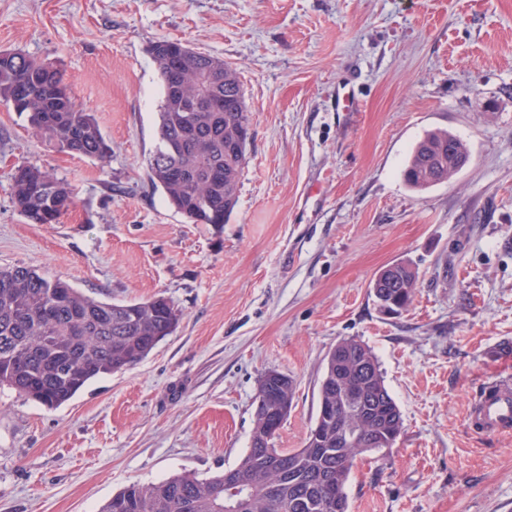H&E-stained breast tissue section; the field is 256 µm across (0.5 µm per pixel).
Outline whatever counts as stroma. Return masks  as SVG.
Returning a JSON list of instances; mask_svg holds the SVG:
<instances>
[{
    "label": "stroma",
    "instance_id": "stroma-1",
    "mask_svg": "<svg viewBox=\"0 0 512 512\" xmlns=\"http://www.w3.org/2000/svg\"><path fill=\"white\" fill-rule=\"evenodd\" d=\"M158 39L239 72L251 140L224 226L187 223L146 180ZM1 50L62 69L112 156L61 152L0 104V267L112 303L161 295L181 318L59 407L0 390V512H99L132 484L235 467L270 369L295 384L274 445L303 447L344 338L373 350L403 421L358 462L349 512H512V432L467 424L486 349L512 342V0H0ZM431 130L470 159L417 192L401 169ZM20 165L68 185L59 223L14 207ZM397 261L419 278L386 315L369 284Z\"/></svg>",
    "mask_w": 512,
    "mask_h": 512
}]
</instances>
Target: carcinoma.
<instances>
[{
  "label": "carcinoma",
  "mask_w": 512,
  "mask_h": 512,
  "mask_svg": "<svg viewBox=\"0 0 512 512\" xmlns=\"http://www.w3.org/2000/svg\"><path fill=\"white\" fill-rule=\"evenodd\" d=\"M179 40L148 46L162 97L156 144L147 176L168 205L191 224L227 223L238 202L247 163L249 117L238 71L205 53L183 51ZM63 73L25 53L0 59V103L62 150L104 162L112 146L95 115L76 104ZM469 150L447 131H429L413 146L401 176L415 191L448 182L468 162ZM12 199L31 224H56L73 207L66 184L32 165L12 174ZM417 270L406 262L383 268L371 291L381 310L395 313L413 300ZM179 322L164 297L109 303L87 296L60 276L26 266L0 268V388L48 407L71 400L87 383L127 370L146 358ZM327 355L319 385L318 417L301 448L267 462L269 405L289 410L294 383L260 378L248 453L233 469L199 479L191 474L134 484L100 512H228V487L246 484L234 512H349L346 486L356 462L399 438L402 416L373 351L354 338ZM360 438L342 448L336 427Z\"/></svg>",
  "instance_id": "1"
}]
</instances>
